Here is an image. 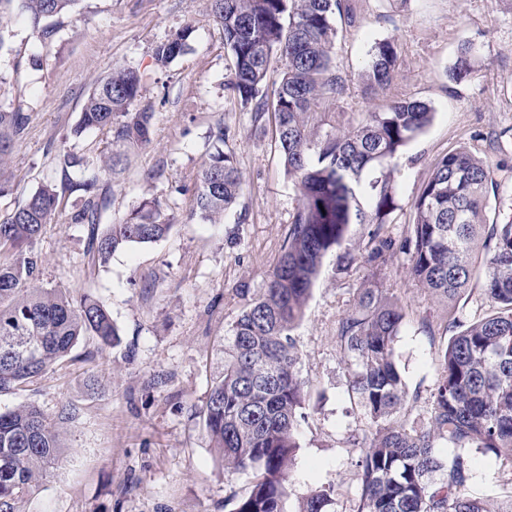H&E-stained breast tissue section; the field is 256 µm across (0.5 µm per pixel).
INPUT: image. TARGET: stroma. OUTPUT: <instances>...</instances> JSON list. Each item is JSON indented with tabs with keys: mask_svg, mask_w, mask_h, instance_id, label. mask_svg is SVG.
<instances>
[{
	"mask_svg": "<svg viewBox=\"0 0 512 512\" xmlns=\"http://www.w3.org/2000/svg\"><path fill=\"white\" fill-rule=\"evenodd\" d=\"M355 24L340 23L336 67L347 81L336 100L318 107L321 131L355 125L399 98L419 99L434 111L431 125L399 160L398 207L378 229L395 247L378 266L369 224L349 239L358 256L344 274L328 259L295 331L300 375L308 391L307 418L290 478L287 512L321 486L336 491V512H352L359 496L356 461L372 429L353 397L336 347L340 317L371 278L398 296L406 320L396 342L398 363L413 398L401 421L426 422L438 378V354L449 320L471 322L491 304L473 285L447 305L409 278L403 243L413 203L436 160L464 148L493 162L497 185L489 219H512V0H354ZM11 38L0 53V96L29 115L0 194V217L42 182L62 177L72 150L89 156L108 138L90 132L64 141L94 80L125 65L143 76V100L152 106L153 142L131 153L122 173L101 174L108 205L95 231L105 233L142 199L165 205L173 228L161 241L92 256L93 229L70 223L81 203L73 192L34 247L38 278L73 299L92 295L112 316L120 341L112 347L84 339L62 363L34 383L0 395V410L38 405L48 417L72 412L63 448L26 499L22 512H230L226 498L244 494L247 473L225 471L203 423L213 380L224 369L228 326L278 263L297 206L269 127L252 126L237 97L224 87L231 55L213 20L209 0H80L53 20L43 37L12 11ZM192 26L191 49L158 68L153 49L171 33ZM397 43L399 66L386 95L373 96L362 73L376 42ZM476 48L471 78L454 83L448 72L458 46ZM41 67L32 69L31 56ZM224 121V150L243 176L240 197L225 223L193 219L196 173L211 146L209 130ZM466 494L507 499L512 473L495 456L472 455Z\"/></svg>",
	"mask_w": 512,
	"mask_h": 512,
	"instance_id": "35a3bbf8",
	"label": "stroma"
}]
</instances>
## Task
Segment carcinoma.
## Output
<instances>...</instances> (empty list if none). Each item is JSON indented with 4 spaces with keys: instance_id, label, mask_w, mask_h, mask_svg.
<instances>
[{
    "instance_id": "obj_1",
    "label": "carcinoma",
    "mask_w": 512,
    "mask_h": 512,
    "mask_svg": "<svg viewBox=\"0 0 512 512\" xmlns=\"http://www.w3.org/2000/svg\"><path fill=\"white\" fill-rule=\"evenodd\" d=\"M33 25L69 12L78 0H19ZM232 57L229 89L255 123L273 120V135L299 204L281 257L264 287L229 325L224 372L211 386L205 429L229 471H252L246 494L233 512H284L289 478L299 448L296 433L307 417L305 382L294 331L306 314L327 257L336 274L356 261L345 247L354 224H383L398 207L395 174L404 148L433 121L431 106L393 100L369 112L347 131L317 136L314 108L335 100L345 85L332 54L336 19L350 23L349 0H210ZM188 26L156 45L155 63L170 65L190 50ZM475 48L464 42L449 71L454 82L471 77ZM398 61L392 40L368 52L366 81L376 92L391 84ZM282 66L273 96L265 87L274 64ZM143 77L115 67L92 86L69 136L98 130L116 150L96 159L67 152L63 177L31 192L23 205L0 219V394L24 387L64 361L83 338L103 346L119 342L107 309L91 296L72 300L62 288L35 278L33 246L71 189L69 170L80 173L84 200L73 224L100 223L107 206L99 174L121 162L122 151L152 143L154 112L138 107ZM29 115L0 101V170L9 163ZM214 151L196 174V217L222 224L242 190L234 158L224 153V121L210 130ZM495 183L489 160L460 148L440 158L413 203L406 248L410 278L437 298L452 302L482 280L493 311L460 327L439 358L431 413L422 426L399 423L408 389L398 365L396 338L405 312L398 297L376 280L360 289L338 321L336 343L347 365L351 392L374 432L357 461L360 496L355 512H512V495L490 501L463 493L471 477V452L490 453L512 465V222L489 221L487 201ZM369 200L364 206L362 200ZM173 224L156 200L145 199L104 234L91 232L90 249L106 261L120 248L155 243ZM365 258L374 264L392 242ZM486 250L478 264L479 250ZM63 409L48 419L35 405L0 411V512H18L34 494L62 448ZM335 490L314 489L298 499L296 512H335Z\"/></svg>"
}]
</instances>
